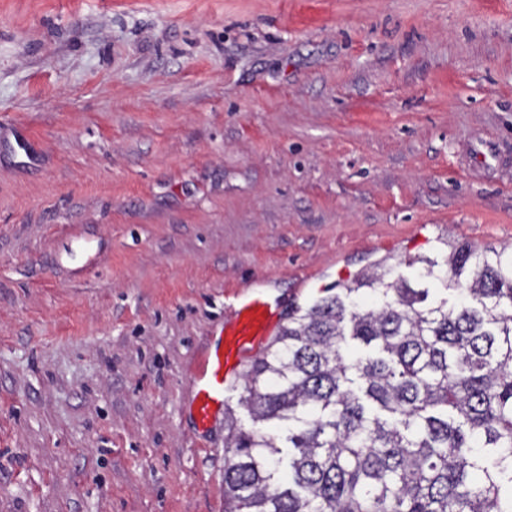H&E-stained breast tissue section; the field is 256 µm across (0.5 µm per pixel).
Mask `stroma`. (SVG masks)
Segmentation results:
<instances>
[{"label":"stroma","mask_w":512,"mask_h":512,"mask_svg":"<svg viewBox=\"0 0 512 512\" xmlns=\"http://www.w3.org/2000/svg\"><path fill=\"white\" fill-rule=\"evenodd\" d=\"M0 512H224L229 298L512 248V0H0Z\"/></svg>","instance_id":"35a3bbf8"}]
</instances>
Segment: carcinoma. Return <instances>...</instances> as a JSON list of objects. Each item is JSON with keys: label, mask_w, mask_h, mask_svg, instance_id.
<instances>
[{"label": "carcinoma", "mask_w": 512, "mask_h": 512, "mask_svg": "<svg viewBox=\"0 0 512 512\" xmlns=\"http://www.w3.org/2000/svg\"><path fill=\"white\" fill-rule=\"evenodd\" d=\"M445 246L291 308L239 399L278 431L229 430L224 512H512V251Z\"/></svg>", "instance_id": "obj_1"}]
</instances>
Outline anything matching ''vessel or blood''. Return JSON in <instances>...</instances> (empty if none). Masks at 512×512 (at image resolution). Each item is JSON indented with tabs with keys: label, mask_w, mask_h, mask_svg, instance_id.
Segmentation results:
<instances>
[{
	"label": "vessel or blood",
	"mask_w": 512,
	"mask_h": 512,
	"mask_svg": "<svg viewBox=\"0 0 512 512\" xmlns=\"http://www.w3.org/2000/svg\"><path fill=\"white\" fill-rule=\"evenodd\" d=\"M284 309L281 301H269L261 290L246 297L235 296L223 343L205 350L197 361L193 379L197 425L207 426L215 408L223 405L224 391L236 382L244 354L264 343Z\"/></svg>",
	"instance_id": "b4317fda"
}]
</instances>
